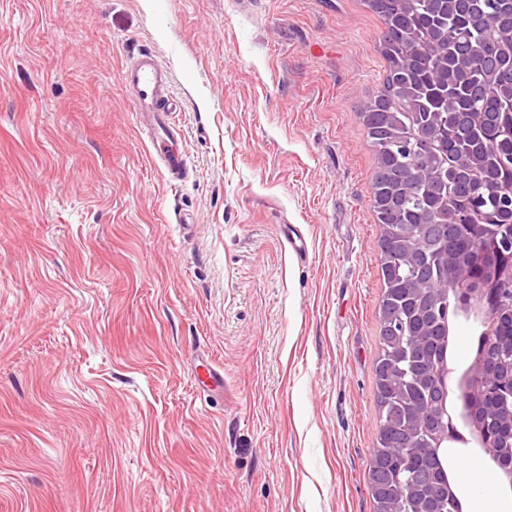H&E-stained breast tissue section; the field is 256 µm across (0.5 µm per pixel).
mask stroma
<instances>
[{
	"mask_svg": "<svg viewBox=\"0 0 512 512\" xmlns=\"http://www.w3.org/2000/svg\"><path fill=\"white\" fill-rule=\"evenodd\" d=\"M381 28L363 0H0V512H373ZM143 50L181 181L122 83ZM482 330L451 321L464 475Z\"/></svg>",
	"mask_w": 512,
	"mask_h": 512,
	"instance_id": "1",
	"label": "stroma"
}]
</instances>
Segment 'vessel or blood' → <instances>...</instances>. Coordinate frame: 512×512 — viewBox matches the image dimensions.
<instances>
[{"label": "vessel or blood", "instance_id": "vessel-or-blood-1", "mask_svg": "<svg viewBox=\"0 0 512 512\" xmlns=\"http://www.w3.org/2000/svg\"><path fill=\"white\" fill-rule=\"evenodd\" d=\"M122 79L131 90L135 109L149 132V141L171 177L186 168L178 148L175 107L170 95L171 75L153 53L142 51L126 65Z\"/></svg>", "mask_w": 512, "mask_h": 512}]
</instances>
